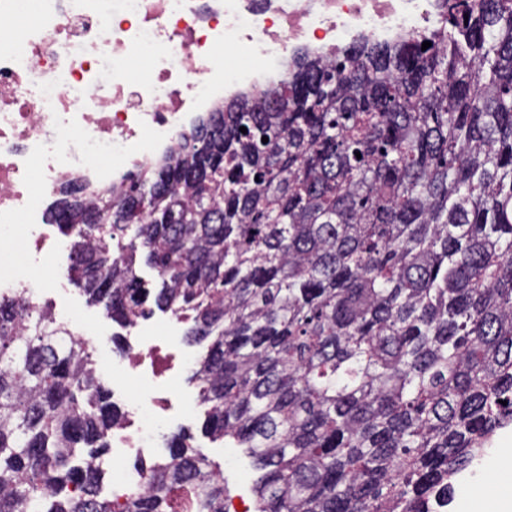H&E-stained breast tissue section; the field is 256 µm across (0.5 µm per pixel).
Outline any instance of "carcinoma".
I'll use <instances>...</instances> for the list:
<instances>
[{"instance_id": "cac0c4a2", "label": "carcinoma", "mask_w": 512, "mask_h": 512, "mask_svg": "<svg viewBox=\"0 0 512 512\" xmlns=\"http://www.w3.org/2000/svg\"><path fill=\"white\" fill-rule=\"evenodd\" d=\"M446 2L431 36L303 54L119 198L50 209L91 303L179 313L205 346L202 431L263 471L256 512H430L512 424V0ZM64 332L0 297V512H112L117 411ZM166 448L126 512H226L208 461Z\"/></svg>"}]
</instances>
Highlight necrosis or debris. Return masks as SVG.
Returning <instances> with one entry per match:
<instances>
[{
    "label": "necrosis or debris",
    "instance_id": "4bbe7bcc",
    "mask_svg": "<svg viewBox=\"0 0 512 512\" xmlns=\"http://www.w3.org/2000/svg\"><path fill=\"white\" fill-rule=\"evenodd\" d=\"M447 15L446 0H0V229L13 241L0 295L38 306L28 284L58 247L41 227L68 182L130 185L200 113L283 84L298 55L409 40ZM121 336L120 368L147 388H112L123 405L109 432L114 512L143 488L150 427L176 397L149 331Z\"/></svg>",
    "mask_w": 512,
    "mask_h": 512
}]
</instances>
